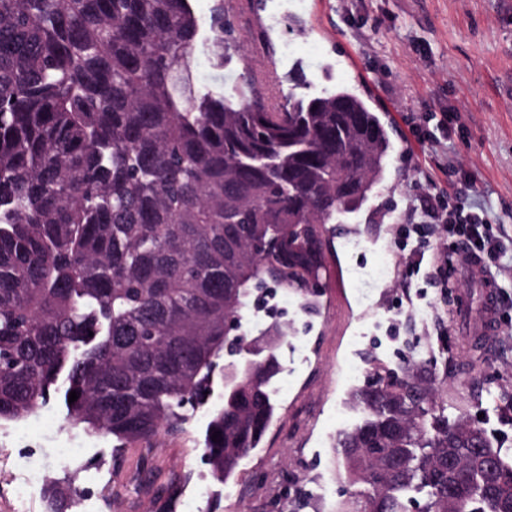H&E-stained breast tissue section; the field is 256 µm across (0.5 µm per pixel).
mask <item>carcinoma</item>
Returning a JSON list of instances; mask_svg holds the SVG:
<instances>
[{
    "label": "carcinoma",
    "instance_id": "1",
    "mask_svg": "<svg viewBox=\"0 0 512 512\" xmlns=\"http://www.w3.org/2000/svg\"><path fill=\"white\" fill-rule=\"evenodd\" d=\"M0 0V420L55 394L66 421L121 447L183 431L217 359L232 376L205 454L229 481L276 415L272 323L242 328L252 289L303 287L326 225L357 212L393 149L383 110L346 86L274 112L249 74L203 90L243 40L213 0ZM356 393L336 437L352 488L336 512H512V446L436 412L407 361ZM217 441H212L215 432ZM457 486L448 503V485ZM197 56L198 82L204 89L219 91L224 88L230 90L235 82L241 81L245 73L244 66L237 54L221 70L213 68L203 52H199Z\"/></svg>",
    "mask_w": 512,
    "mask_h": 512
}]
</instances>
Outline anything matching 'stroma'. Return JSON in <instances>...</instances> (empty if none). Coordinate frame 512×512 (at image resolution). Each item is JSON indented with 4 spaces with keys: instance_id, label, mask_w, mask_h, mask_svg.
Listing matches in <instances>:
<instances>
[{
    "instance_id": "obj_1",
    "label": "stroma",
    "mask_w": 512,
    "mask_h": 512,
    "mask_svg": "<svg viewBox=\"0 0 512 512\" xmlns=\"http://www.w3.org/2000/svg\"><path fill=\"white\" fill-rule=\"evenodd\" d=\"M226 16L249 60L219 70L199 55L201 87L228 90L245 71L271 68L278 97L299 70L311 93L346 85L368 95L394 128L385 179L331 225L313 294L275 288L267 309L246 313L249 329L273 313L288 327L272 385L278 419L226 483L205 458L207 408L188 411L179 435L119 450L69 427L63 398L51 399L29 423L34 453L18 451L15 422H0V512H277L285 493L323 482L328 498L309 497L304 512H335L349 495L335 438L360 422L353 396L375 367H426L434 407L451 418L478 417L512 393V258L495 271L502 329L481 347L483 291L451 260L447 233L435 228L418 276L398 247L405 224L444 204L484 210L512 243V0H245ZM450 261L447 287L424 282ZM35 470L39 481L16 499L15 485Z\"/></svg>"
}]
</instances>
